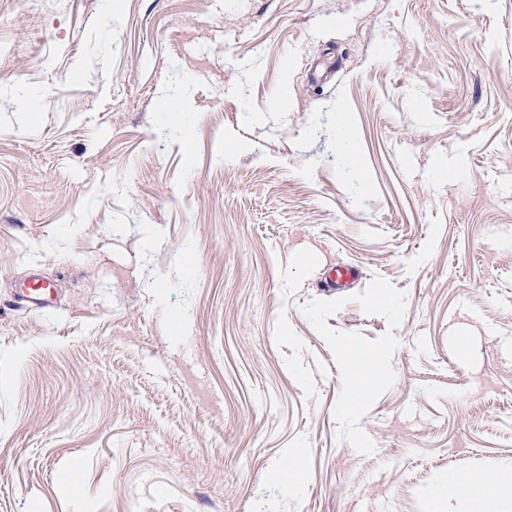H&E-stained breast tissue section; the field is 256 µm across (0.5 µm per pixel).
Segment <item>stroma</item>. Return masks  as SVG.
Instances as JSON below:
<instances>
[{
    "label": "stroma",
    "mask_w": 512,
    "mask_h": 512,
    "mask_svg": "<svg viewBox=\"0 0 512 512\" xmlns=\"http://www.w3.org/2000/svg\"><path fill=\"white\" fill-rule=\"evenodd\" d=\"M509 468L512 0H0V512ZM359 279V269L351 265H336L334 276L324 282L323 288H347Z\"/></svg>",
    "instance_id": "1"
}]
</instances>
